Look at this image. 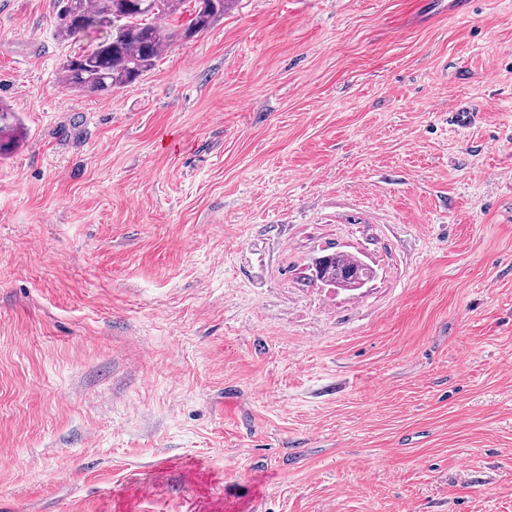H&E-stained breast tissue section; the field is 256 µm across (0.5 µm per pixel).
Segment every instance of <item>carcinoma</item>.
<instances>
[{
	"instance_id": "cac0c4a2",
	"label": "carcinoma",
	"mask_w": 512,
	"mask_h": 512,
	"mask_svg": "<svg viewBox=\"0 0 512 512\" xmlns=\"http://www.w3.org/2000/svg\"><path fill=\"white\" fill-rule=\"evenodd\" d=\"M55 33L63 40L90 38V48L67 57L60 67L63 83L82 92L108 93L128 87L150 71L168 41H191L224 18L234 0H56ZM189 12L188 25L170 31L162 25L181 11ZM112 28L100 37L105 18ZM23 137L15 113L0 101V157L12 153ZM359 266V260L332 253L318 261L319 281L334 283Z\"/></svg>"
}]
</instances>
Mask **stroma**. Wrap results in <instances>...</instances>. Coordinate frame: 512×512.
I'll list each match as a JSON object with an SVG mask.
<instances>
[{
	"instance_id": "stroma-1",
	"label": "stroma",
	"mask_w": 512,
	"mask_h": 512,
	"mask_svg": "<svg viewBox=\"0 0 512 512\" xmlns=\"http://www.w3.org/2000/svg\"><path fill=\"white\" fill-rule=\"evenodd\" d=\"M53 15L0 0V512H512V0H235L107 95ZM23 137V130L15 113L0 101V157L12 153ZM321 257L324 259L318 261L319 276H316L320 282L336 284V280L344 281L343 273L360 266L358 258L344 253H332Z\"/></svg>"
}]
</instances>
